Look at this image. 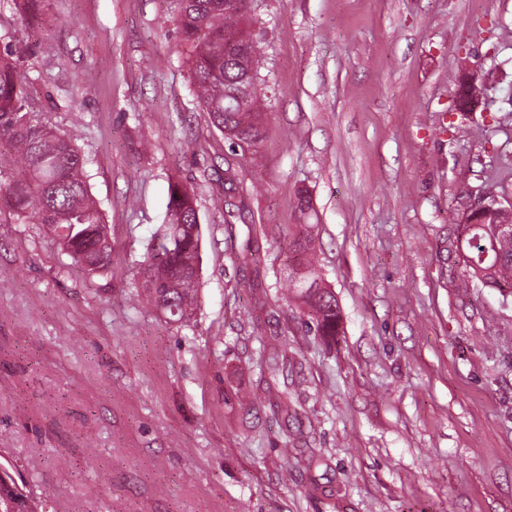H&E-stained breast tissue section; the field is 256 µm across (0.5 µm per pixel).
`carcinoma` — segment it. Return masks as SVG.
Returning a JSON list of instances; mask_svg holds the SVG:
<instances>
[{
	"mask_svg": "<svg viewBox=\"0 0 512 512\" xmlns=\"http://www.w3.org/2000/svg\"><path fill=\"white\" fill-rule=\"evenodd\" d=\"M180 40L190 48L197 99L211 125L231 142L255 149L267 108L266 80L259 74L257 47L244 25L248 12L236 0H172ZM29 76L17 49L0 50V213L18 224H41L71 264L89 278L108 273L112 245L99 203L90 189L89 159L74 133H60L29 105ZM237 170H224V223L250 212ZM168 224L152 234L139 264L136 295L173 323L189 321L198 298L194 284L201 251V222L194 189L176 181L167 203ZM498 217L485 212L465 225L464 263L468 275L485 287L512 291V234H495ZM493 253L481 258V244ZM288 250L299 257L288 287L315 313L316 332L334 336L340 312L336 296L312 268L314 239L291 235ZM0 512H48L14 469L0 463Z\"/></svg>",
	"mask_w": 512,
	"mask_h": 512,
	"instance_id": "obj_1",
	"label": "carcinoma"
}]
</instances>
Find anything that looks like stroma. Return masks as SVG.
I'll list each match as a JSON object with an SVG mask.
<instances>
[{
	"label": "stroma",
	"mask_w": 512,
	"mask_h": 512,
	"mask_svg": "<svg viewBox=\"0 0 512 512\" xmlns=\"http://www.w3.org/2000/svg\"><path fill=\"white\" fill-rule=\"evenodd\" d=\"M251 15L270 101L230 226L240 154L193 94L168 0H0V45L23 49L34 111L82 130L112 237L89 280L42 225L0 224V456L53 512H512V296L469 284L459 250L469 195L512 197V0ZM465 69L488 88L470 116L451 109ZM174 181L202 229L185 324L132 288ZM302 224L333 339L285 289ZM249 196L240 181L236 169L228 165L224 170V222L234 224L231 219L243 221L246 213L250 212Z\"/></svg>",
	"instance_id": "1"
}]
</instances>
